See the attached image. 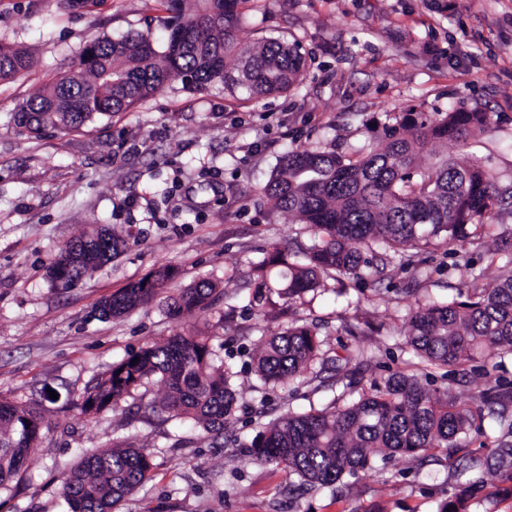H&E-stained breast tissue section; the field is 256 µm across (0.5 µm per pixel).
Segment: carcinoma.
Segmentation results:
<instances>
[{"instance_id": "carcinoma-1", "label": "carcinoma", "mask_w": 512, "mask_h": 512, "mask_svg": "<svg viewBox=\"0 0 512 512\" xmlns=\"http://www.w3.org/2000/svg\"><path fill=\"white\" fill-rule=\"evenodd\" d=\"M169 13V37L162 51L149 37L131 32L119 40L97 37L79 56V67L61 74L13 116L14 125L37 134L47 126L77 128L94 114L123 112L165 89L175 78L202 88L220 84L247 100L283 93L297 81L304 57L297 43L269 38L251 53L237 50L238 0H160ZM31 65L21 46L0 45V80ZM487 127L484 112L460 107L439 120H411L387 128L386 146L357 157L336 151L288 152L279 170L262 188L275 208L295 216L314 234L305 263L287 265L273 248L270 258L252 267V277L268 294H252L248 306H276L271 296L292 303L327 290L328 282L363 280L378 249L401 257L406 265L422 252L450 242L465 244L490 236L496 217L512 215V185L500 186L480 160L443 158L434 167H419L423 145L460 142ZM125 240L101 229L91 237L59 249L54 263L70 251L82 261L66 270L69 283L91 275L119 255ZM288 266L279 288L268 284L269 267ZM175 276L161 267L152 275L112 294L102 315L120 317L146 304ZM219 293L207 278L171 297L170 309L209 312ZM256 375L278 386L303 374L319 359L321 343L308 326L289 324L259 339ZM426 377L433 371L460 367L479 357L512 354V259L484 288L458 291L447 302L422 303L412 310L406 339ZM158 377L166 387L161 411L192 420L207 431L224 434L238 408V391L230 366L217 362L210 337L193 331L165 343L148 342L97 376L73 407L99 414L134 397ZM501 406L485 418L482 411L459 404L448 390L423 386L416 374L399 373L357 395L340 394L321 409L286 413L250 441L253 460L271 464L311 487L332 486L369 466L373 457L423 453L444 448L450 465L464 472L460 440L470 431L499 428L488 469L512 480V419L506 402L512 387L497 384L486 393ZM46 423L42 404H19L0 396V486L21 481L30 450ZM153 468L151 454L122 440L85 451L64 477L61 493L71 512H113L143 484ZM471 495L464 489L439 505L437 512H467Z\"/></svg>"}]
</instances>
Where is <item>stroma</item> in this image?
Wrapping results in <instances>:
<instances>
[{
    "instance_id": "stroma-1",
    "label": "stroma",
    "mask_w": 512,
    "mask_h": 512,
    "mask_svg": "<svg viewBox=\"0 0 512 512\" xmlns=\"http://www.w3.org/2000/svg\"><path fill=\"white\" fill-rule=\"evenodd\" d=\"M237 11L240 52L269 37L301 44L305 66L287 92L242 101L177 80L128 111L33 135L14 126L12 113L75 66L86 42L135 29L164 47V13L158 0H102L72 13L58 0H0V43L34 57L26 73L0 81V395L27 404L44 402L49 389L58 395L44 402L49 427L32 450L25 488H0V512H68L61 471L116 438L153 459L149 479L118 512H437L470 484L469 512H512V482L489 473L491 450L475 434V463L464 475L436 448L373 461L313 491L237 444L283 411L328 404L330 382L366 389L414 371L410 305L483 287L512 256V238L453 242L413 267L389 259L378 280H345L341 292L294 303L285 315L244 305L255 262L276 248L294 256L312 240L261 192L289 148L365 154L384 148L387 127L462 107L486 113L488 130L464 144L424 145L420 166L477 158L512 184V0H239ZM104 226L126 237L127 249L91 277L57 287L47 269L59 247ZM166 265L178 276L164 293L123 317L99 318L101 300ZM201 277L218 286L213 309L169 314L167 296ZM357 320L365 329L349 335ZM291 322L316 327L322 352L341 370L264 388L251 368L258 339ZM196 329L209 333L216 355L234 352L241 397L223 439L153 413L150 402L165 393L154 380L116 410L73 408L92 378L128 352ZM494 380L512 383V354L477 359L443 385L476 406Z\"/></svg>"
}]
</instances>
